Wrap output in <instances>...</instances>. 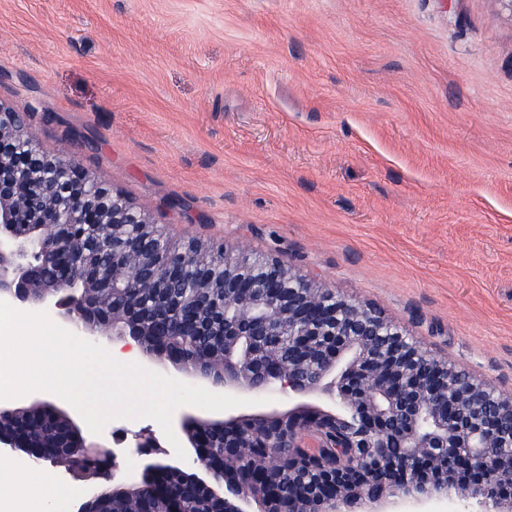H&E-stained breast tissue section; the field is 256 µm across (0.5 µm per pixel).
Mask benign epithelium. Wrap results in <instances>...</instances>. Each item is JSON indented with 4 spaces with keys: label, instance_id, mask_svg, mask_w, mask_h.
Masks as SVG:
<instances>
[{
    "label": "benign epithelium",
    "instance_id": "benign-epithelium-1",
    "mask_svg": "<svg viewBox=\"0 0 512 512\" xmlns=\"http://www.w3.org/2000/svg\"><path fill=\"white\" fill-rule=\"evenodd\" d=\"M125 224L136 235L120 250L112 237ZM94 230L106 264L90 271L69 261L86 229ZM160 227L121 194L93 178L70 153L44 152L24 114L0 105V300L45 310L93 343L132 340L143 356L192 383L254 398L277 397L248 413L210 416L186 406L176 435L193 451L191 463L170 456L150 434L130 448L89 442L59 408L35 401L0 402V460L21 455L33 463L66 458L72 478L92 489L78 512H99L97 499H131L141 481L167 500L166 512H187L173 481L188 477L224 512H424L437 499L460 498L477 512H512V395L495 392L446 357L423 349L377 309L349 300L299 275L285 261L189 239L164 257L148 246ZM259 262L258 277L248 268ZM220 266V277L211 274ZM192 313L189 336H216L224 356L214 370L186 368L167 351L150 350L155 318L129 300L140 293L184 288ZM46 412L74 436L48 453L25 418ZM340 435L346 453L326 465L323 488L295 484L276 496L271 476L288 464L318 463L327 434ZM299 448L283 459L280 449ZM141 459L140 479L121 462Z\"/></svg>",
    "mask_w": 512,
    "mask_h": 512
}]
</instances>
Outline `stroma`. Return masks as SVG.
<instances>
[{
    "mask_svg": "<svg viewBox=\"0 0 512 512\" xmlns=\"http://www.w3.org/2000/svg\"><path fill=\"white\" fill-rule=\"evenodd\" d=\"M0 103L171 239L246 242L512 394L499 0H0ZM50 471L75 512L87 488Z\"/></svg>",
    "mask_w": 512,
    "mask_h": 512,
    "instance_id": "35a3bbf8",
    "label": "stroma"
}]
</instances>
